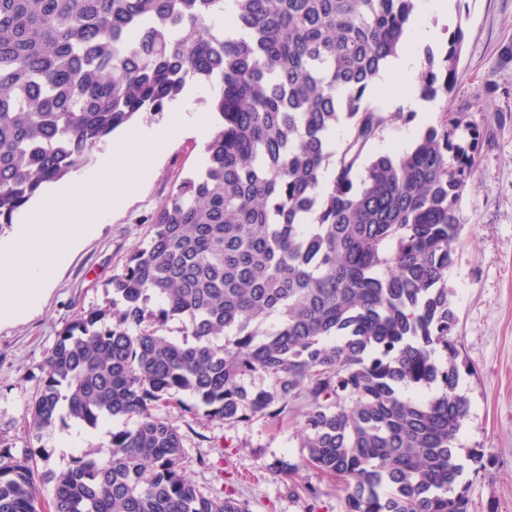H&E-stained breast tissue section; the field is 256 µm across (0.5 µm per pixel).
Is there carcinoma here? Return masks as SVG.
<instances>
[{
    "mask_svg": "<svg viewBox=\"0 0 512 512\" xmlns=\"http://www.w3.org/2000/svg\"><path fill=\"white\" fill-rule=\"evenodd\" d=\"M220 2L0 0V227L187 79L220 85L202 171L153 215L112 304L74 319L43 365L37 433L136 421L105 459L44 473L46 512H247L187 477L183 435L156 414L184 396L230 426L302 404L301 465L341 484L344 512H469L447 275L486 132L448 108L462 28L420 77L435 122L371 154L413 117L365 96L417 0H230L238 38L213 23ZM174 319L193 342L165 335ZM256 375L269 386L245 384ZM47 460L0 447V512H39Z\"/></svg>",
    "mask_w": 512,
    "mask_h": 512,
    "instance_id": "1",
    "label": "carcinoma"
}]
</instances>
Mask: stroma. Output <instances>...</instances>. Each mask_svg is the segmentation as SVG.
Returning a JSON list of instances; mask_svg holds the SVG:
<instances>
[{
    "instance_id": "1",
    "label": "stroma",
    "mask_w": 512,
    "mask_h": 512,
    "mask_svg": "<svg viewBox=\"0 0 512 512\" xmlns=\"http://www.w3.org/2000/svg\"><path fill=\"white\" fill-rule=\"evenodd\" d=\"M453 22L465 40L451 104L470 112L487 139L460 204L462 230L448 293L458 317L461 377L458 391L470 416L458 435V456L482 454L479 472L465 471L471 512H512V0H453ZM205 145L190 137L164 147L151 176L123 201L109 206L103 223L60 264L39 307L19 320L0 319V446L23 455L36 448L49 454L48 469H66L73 456L102 457L111 431L108 419L84 428L76 447L60 448L58 431L35 435L31 405L39 393L41 367L60 330L77 315L106 305L111 282L128 256L153 235L150 218L175 182L202 167ZM157 413L178 427L190 459L189 479L206 494L224 491L249 512H306L292 485H312L316 512H344V494L319 471L300 467L292 479L270 471L281 459L301 458L298 426L284 420L225 425L181 406ZM206 466H199V459Z\"/></svg>"
}]
</instances>
